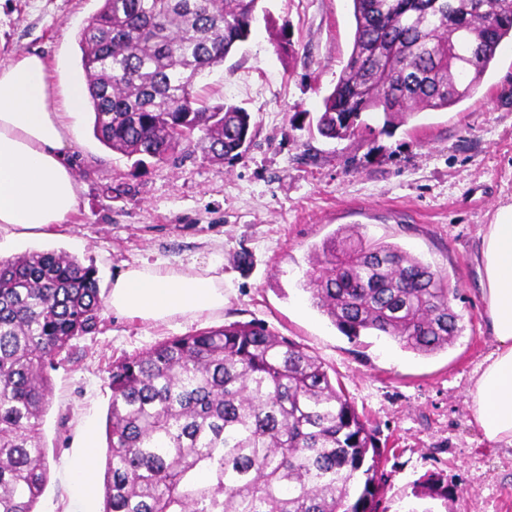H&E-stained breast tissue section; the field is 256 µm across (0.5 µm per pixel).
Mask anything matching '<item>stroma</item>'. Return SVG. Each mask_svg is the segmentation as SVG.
Instances as JSON below:
<instances>
[{
	"instance_id": "35a3bbf8",
	"label": "stroma",
	"mask_w": 512,
	"mask_h": 512,
	"mask_svg": "<svg viewBox=\"0 0 512 512\" xmlns=\"http://www.w3.org/2000/svg\"><path fill=\"white\" fill-rule=\"evenodd\" d=\"M102 0H0V66L37 51L55 102L83 78L80 32ZM350 0H259L247 41L198 78L213 101L250 113L256 135L235 163L178 150L142 165L102 145L93 113L73 118L69 153L82 191L53 235L15 247L64 251L98 271L101 294L132 266L201 267L220 258L224 309L148 322L104 309L97 332L73 342L48 375L43 419L49 480L36 512H71L73 467L86 442L88 512H101L113 362L175 337L234 322L263 323L335 371L360 415L379 431L382 512H512V447H489L472 422L468 390L493 341L483 321L478 234L512 204V44L480 91L450 110L394 125L366 115L349 139L316 131L322 99L351 52ZM355 227L397 244L448 278L462 331L422 356L388 337L345 336L303 288L310 252ZM439 475L447 498L421 481Z\"/></svg>"
}]
</instances>
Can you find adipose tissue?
I'll list each match as a JSON object with an SVG mask.
<instances>
[{"instance_id":"adipose-tissue-1","label":"adipose tissue","mask_w":512,"mask_h":512,"mask_svg":"<svg viewBox=\"0 0 512 512\" xmlns=\"http://www.w3.org/2000/svg\"><path fill=\"white\" fill-rule=\"evenodd\" d=\"M42 55L23 53L0 66V248L46 236L76 210L80 186L72 171L68 116L81 112L88 90L68 88L57 111ZM484 321L495 347L480 363L468 391L469 410L487 444L512 447V205L501 208L479 235ZM113 313L169 321L224 308L219 263L182 271L132 267L112 281Z\"/></svg>"}]
</instances>
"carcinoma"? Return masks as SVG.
<instances>
[{
    "mask_svg": "<svg viewBox=\"0 0 512 512\" xmlns=\"http://www.w3.org/2000/svg\"><path fill=\"white\" fill-rule=\"evenodd\" d=\"M351 53L318 132L346 138L472 98L512 41V0H351ZM258 0H103L79 36L94 133L142 163L183 147L227 163L254 137L244 108L196 79L251 34ZM484 44L471 57L467 41ZM412 69L416 87L389 97ZM304 290L345 335L432 355L461 333L448 279L400 246L339 231ZM97 271L64 251L0 259V512H35L48 480L47 368L98 330ZM102 512H378V432L317 357L255 322L161 342L112 365Z\"/></svg>",
    "mask_w": 512,
    "mask_h": 512,
    "instance_id": "cac0c4a2",
    "label": "carcinoma"
}]
</instances>
